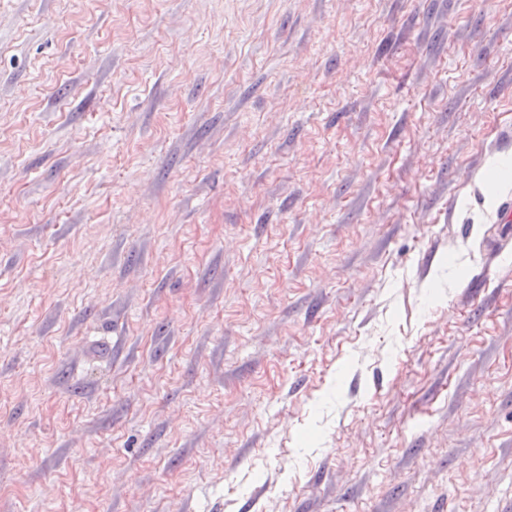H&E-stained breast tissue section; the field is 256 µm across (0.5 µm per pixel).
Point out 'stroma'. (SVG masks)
<instances>
[{"instance_id": "stroma-1", "label": "stroma", "mask_w": 512, "mask_h": 512, "mask_svg": "<svg viewBox=\"0 0 512 512\" xmlns=\"http://www.w3.org/2000/svg\"><path fill=\"white\" fill-rule=\"evenodd\" d=\"M512 0H0V512H512Z\"/></svg>"}]
</instances>
